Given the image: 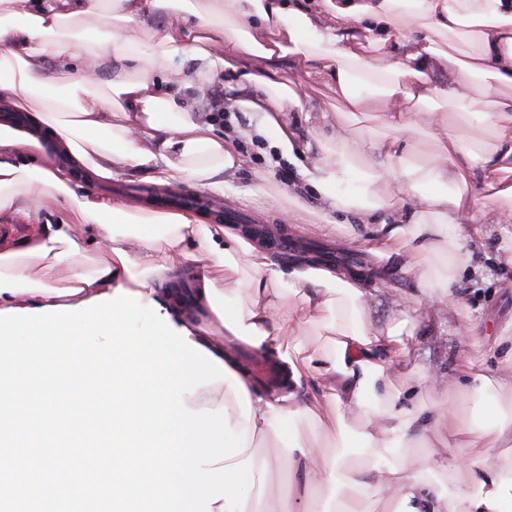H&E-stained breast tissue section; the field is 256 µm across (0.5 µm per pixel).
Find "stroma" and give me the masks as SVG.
I'll return each instance as SVG.
<instances>
[{
    "instance_id": "obj_1",
    "label": "stroma",
    "mask_w": 512,
    "mask_h": 512,
    "mask_svg": "<svg viewBox=\"0 0 512 512\" xmlns=\"http://www.w3.org/2000/svg\"><path fill=\"white\" fill-rule=\"evenodd\" d=\"M289 78L302 81L315 111L309 120L297 127L301 141L316 147L326 127L319 110L328 107L333 121L349 125L355 135L379 138L386 130L376 116L356 121L346 112L344 104L324 81L306 77L304 68L289 70ZM188 104L197 105L211 117L218 130L223 131L241 159L234 174L226 176L224 194L217 202L225 216H238L243 223L259 224L272 236H285L293 244L290 254L273 251L280 264L290 263L302 254L351 252L365 265L383 269L386 288L375 295L370 311L371 323L385 327L394 316V292L417 294L418 288L401 263L372 252V244L362 233L363 217L335 212L331 218L339 226L337 239L323 237L317 224L323 207L320 196L308 192L298 168L287 157L272 148L271 140L255 135L251 113L232 108L230 93L223 86H212L204 100H197L193 89H185ZM478 202L473 216L478 223L479 237L464 241L463 268L459 271L449 302L439 305L433 313L423 307H411L406 327L412 333L410 355L418 365L417 393L413 407L438 413L437 427L447 435L458 432L462 423L483 426L487 423V399L482 394L458 388L450 392L430 389L426 379L432 375L445 376L462 368L467 354L457 330L472 323L490 346L489 352L476 358L475 369L492 376L512 369L496 344L512 343V222L500 220V205L482 199L481 187H474ZM468 445L459 448H395L393 457L405 459L412 467L435 465V478L443 492H454L457 481L448 477V467L458 453L468 452Z\"/></svg>"
}]
</instances>
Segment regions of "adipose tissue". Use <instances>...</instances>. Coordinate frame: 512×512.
I'll use <instances>...</instances> for the list:
<instances>
[{
  "instance_id": "obj_1",
  "label": "adipose tissue",
  "mask_w": 512,
  "mask_h": 512,
  "mask_svg": "<svg viewBox=\"0 0 512 512\" xmlns=\"http://www.w3.org/2000/svg\"><path fill=\"white\" fill-rule=\"evenodd\" d=\"M161 18L159 29L148 23ZM105 20L95 39L86 21ZM54 55L69 73L60 81L46 65ZM187 56L192 86L224 84L239 111L252 113L257 133L300 170L324 201L325 213L383 211L392 223L370 225L377 250L404 240L412 252L439 244L431 271L407 265L428 303L449 297L462 266L460 242L480 181L487 200L512 207V0H0V102L27 109L24 127L0 120V215L29 222L22 239L0 237V311L77 305L123 289L157 302L175 329L221 360L243 384L251 404L243 418L216 382L184 394L192 410L226 407L233 431H246L255 485L244 512H357L358 502L385 500L389 512H512V413L490 403L488 426L468 430L488 441L498 458L467 456L456 467L465 481L442 493L432 468L388 461L394 440L427 445L435 435L423 410L400 406L390 383L408 359L402 323L375 328L368 319L367 279L314 259L280 266L267 233L248 224L207 222L194 212L137 208L95 194L90 181L136 170L162 186L188 183L220 194L240 160L212 122L168 89L163 66ZM311 63L350 112L364 111L378 92L388 134L375 140L333 128L318 155L298 147L294 117L308 111L300 81L284 66ZM110 80H102L105 63ZM449 67L455 88L438 84ZM455 110L433 123L438 151L422 160L411 135L430 103ZM482 112L481 131L464 135L470 113ZM363 165L359 198L336 195V182ZM455 192H447V185ZM57 199L56 221L37 223L45 197ZM102 262H93V255ZM251 275L242 278L240 261ZM193 285L173 288L174 267ZM301 288L299 315L284 313L282 285ZM248 307H226L238 289ZM333 335L323 356L287 350L285 336L301 323ZM239 340L265 348L288 390L270 396L240 373L229 350ZM339 410L353 425L356 462L308 442L282 448L283 426L303 417L321 423ZM289 470L288 487L272 477Z\"/></svg>"
}]
</instances>
